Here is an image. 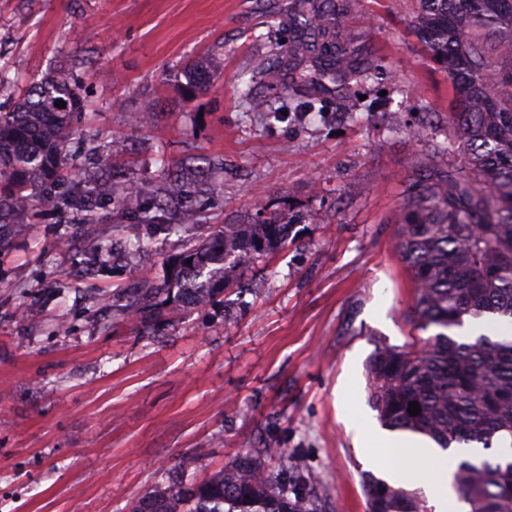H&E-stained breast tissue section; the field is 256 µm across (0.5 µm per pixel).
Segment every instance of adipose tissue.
Returning a JSON list of instances; mask_svg holds the SVG:
<instances>
[{"mask_svg":"<svg viewBox=\"0 0 512 512\" xmlns=\"http://www.w3.org/2000/svg\"><path fill=\"white\" fill-rule=\"evenodd\" d=\"M369 452L377 465L396 478L403 473L405 458L412 455L422 457L429 467L422 475L421 484L433 502L435 512H465L450 486L458 464L454 454L440 451L430 441L409 434L394 439L374 437Z\"/></svg>","mask_w":512,"mask_h":512,"instance_id":"1","label":"adipose tissue"}]
</instances>
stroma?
Masks as SVG:
<instances>
[{"mask_svg":"<svg viewBox=\"0 0 512 512\" xmlns=\"http://www.w3.org/2000/svg\"><path fill=\"white\" fill-rule=\"evenodd\" d=\"M289 2L0 0V67L38 79L67 70L92 103L74 122V165L111 138L117 178L148 189L189 157L212 171L180 190L199 223L138 227L140 253L104 208L96 229L112 253L87 265L84 217L41 201L21 237L0 241V512H129L171 476L199 482L246 454L278 471L269 448L313 483L318 512H367L362 476L375 468L348 423L382 428L368 398L376 349L427 337L408 318L415 283L397 237L415 180L459 165L437 150L454 134L453 91L404 0H352V56L381 61L387 77L293 112L280 51L299 31L270 21ZM202 57L210 87L185 99L182 66ZM242 73L254 78L249 102ZM149 99L158 111L133 125ZM263 210L290 221L288 245L223 302L113 318L114 296L162 281L167 258L208 226Z\"/></svg>","mask_w":512,"mask_h":512,"instance_id":"1","label":"stroma"}]
</instances>
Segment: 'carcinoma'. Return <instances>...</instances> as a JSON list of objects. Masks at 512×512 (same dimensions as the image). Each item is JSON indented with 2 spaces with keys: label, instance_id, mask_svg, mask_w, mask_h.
Segmentation results:
<instances>
[{
  "label": "carcinoma",
  "instance_id": "obj_1",
  "mask_svg": "<svg viewBox=\"0 0 512 512\" xmlns=\"http://www.w3.org/2000/svg\"><path fill=\"white\" fill-rule=\"evenodd\" d=\"M288 24L300 36L282 54L298 80L283 86L312 109L324 81L342 82L356 67L341 20L349 0H292ZM415 28L431 58L448 65L454 90L449 120L456 137L441 150L457 153L453 173L436 174L407 200L400 261L417 288L415 327L440 332L410 350L386 347L369 365L370 401L384 426L426 436L446 450L479 444L512 449V337L480 334L459 341L444 333L465 318L512 319V0H417ZM210 83L208 67L189 70L188 92ZM66 106L58 108L57 101ZM86 100L65 75L33 82L12 108H0V224H26L32 199L87 211L112 202V178L73 165L67 147L73 114ZM140 209L139 223L157 225L168 205L162 187ZM290 223L274 215L248 224H217L167 260L160 283L131 290L121 314L144 319L167 305L180 312L213 304L264 257L288 244ZM192 264H187V260ZM421 412L412 416L409 404ZM512 459L463 461L455 486L469 512H512ZM368 512H424L414 492L369 474ZM131 512H317L306 481L274 475L251 456L239 457L209 479L172 484L142 496Z\"/></svg>",
  "mask_w": 512,
  "mask_h": 512
}]
</instances>
